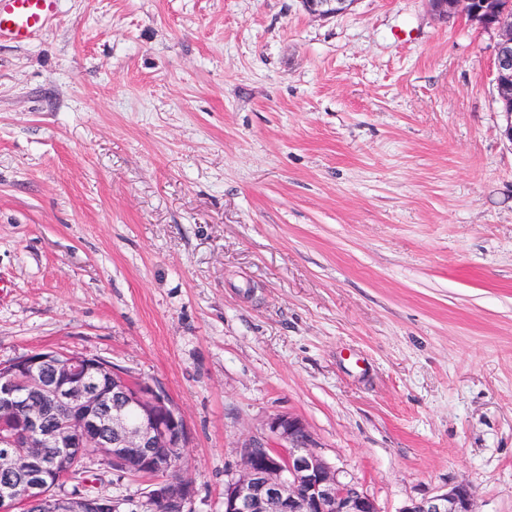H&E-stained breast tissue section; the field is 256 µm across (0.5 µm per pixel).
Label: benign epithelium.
<instances>
[{
  "label": "benign epithelium",
  "mask_w": 512,
  "mask_h": 512,
  "mask_svg": "<svg viewBox=\"0 0 512 512\" xmlns=\"http://www.w3.org/2000/svg\"><path fill=\"white\" fill-rule=\"evenodd\" d=\"M311 15L338 16L357 0H300ZM440 19L465 16L498 35L496 101L501 131L512 145V4L507 0H428ZM0 512H152L155 504L183 512L196 494L190 480L160 476L161 456L189 445L184 416L159 383L135 378L107 361L45 349L0 364ZM240 474L224 482V512H379L358 484L344 480L311 444L297 417L277 415L268 434L240 450ZM95 463L120 477L149 479L144 500L55 493ZM474 492L460 484L412 500L400 512H474Z\"/></svg>",
  "instance_id": "7a95c632"
}]
</instances>
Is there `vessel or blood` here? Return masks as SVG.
<instances>
[{
  "instance_id": "1",
  "label": "vessel or blood",
  "mask_w": 512,
  "mask_h": 512,
  "mask_svg": "<svg viewBox=\"0 0 512 512\" xmlns=\"http://www.w3.org/2000/svg\"><path fill=\"white\" fill-rule=\"evenodd\" d=\"M60 0H0V41H31L45 34Z\"/></svg>"
}]
</instances>
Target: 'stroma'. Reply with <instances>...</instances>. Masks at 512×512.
Segmentation results:
<instances>
[{"label": "stroma", "instance_id": "stroma-1", "mask_svg": "<svg viewBox=\"0 0 512 512\" xmlns=\"http://www.w3.org/2000/svg\"><path fill=\"white\" fill-rule=\"evenodd\" d=\"M495 32L426 0H60L0 44V363L160 383L189 512L271 417L376 501L512 512V144ZM65 492L141 500L92 466ZM358 0H300L303 8L311 15L338 16L352 10ZM473 498L472 488L460 484L431 497L412 500L400 512H474Z\"/></svg>", "mask_w": 512, "mask_h": 512}]
</instances>
